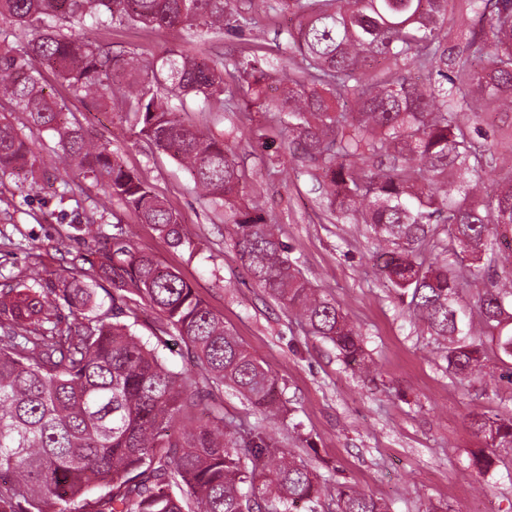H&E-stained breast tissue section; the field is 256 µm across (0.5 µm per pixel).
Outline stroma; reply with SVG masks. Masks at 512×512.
<instances>
[{"label": "stroma", "instance_id": "1", "mask_svg": "<svg viewBox=\"0 0 512 512\" xmlns=\"http://www.w3.org/2000/svg\"><path fill=\"white\" fill-rule=\"evenodd\" d=\"M287 15L264 21L261 38H208L176 26L142 29L113 24L99 34L113 50H133L147 62L177 53L201 57L258 55L280 74L299 60L283 51ZM55 96L91 134L107 142L125 169L137 173L172 207L193 235V249L170 247L151 225L76 166L61 165L58 137L32 131L46 177L0 175V283L52 279L90 255L97 239L123 235L187 281L223 318L224 326L271 372L285 411L274 425L232 390L220 399L225 416L274 434L323 479L345 482L388 502L391 512H512V448L500 449L490 480L469 467L484 442L469 424L475 412L512 413V385L448 376L444 353L387 286L362 224L337 221L324 189L289 151L288 132L259 109L206 112L195 97L174 102L187 125H207L216 137L234 130L263 135L267 149L239 140L244 192L276 224L290 259L315 288L347 313L363 340L368 368L347 366L332 343L311 335L268 298L247 273L224 212L200 195L186 168L151 147L124 115L74 96L50 68L42 70ZM107 202L104 218L85 217Z\"/></svg>", "mask_w": 512, "mask_h": 512}]
</instances>
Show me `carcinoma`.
<instances>
[{
  "label": "carcinoma",
  "instance_id": "carcinoma-1",
  "mask_svg": "<svg viewBox=\"0 0 512 512\" xmlns=\"http://www.w3.org/2000/svg\"><path fill=\"white\" fill-rule=\"evenodd\" d=\"M270 11L296 14L289 48L303 67L279 77L255 55L178 56L148 67L96 31L114 21L183 25L220 37ZM89 16L81 36L66 24ZM0 97L30 126L58 134L72 164L151 224L173 248L191 246L180 216L108 145L71 122L41 83L53 68L73 94L123 109L140 133L185 165L231 218L253 281L343 360L365 364L362 340L335 301L314 288L255 206L241 204L243 173L228 141L188 127L144 75L248 109L271 105L301 159L327 187L328 208L373 235L380 271L444 346L448 373L512 385V150L479 142L484 101L512 111V0H0ZM33 33L29 51L10 38ZM33 141L0 114V173L35 168ZM448 257H423L425 246ZM89 267L56 281L0 289V512H293L325 492L303 460L259 430L195 410L229 388L266 417L280 403L263 361L225 327L177 272L119 235L97 242ZM479 279V328L464 295ZM138 296L183 343L192 369H170L136 335L134 300L93 314V285ZM74 322L62 324V309ZM182 421L178 430L172 424ZM486 447L471 452L484 477L512 447V415L475 413ZM340 512H391L337 484Z\"/></svg>",
  "mask_w": 512,
  "mask_h": 512
}]
</instances>
